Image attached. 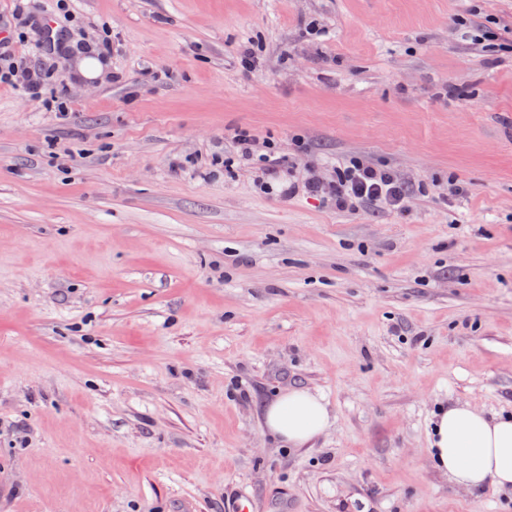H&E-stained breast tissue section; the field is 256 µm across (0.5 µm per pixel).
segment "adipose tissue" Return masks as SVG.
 Segmentation results:
<instances>
[{
	"mask_svg": "<svg viewBox=\"0 0 512 512\" xmlns=\"http://www.w3.org/2000/svg\"><path fill=\"white\" fill-rule=\"evenodd\" d=\"M322 397L304 389L280 394L263 409L264 426L281 442L299 446L330 424ZM434 458L450 480L471 490L512 486V417L490 419L458 404L440 408L431 427Z\"/></svg>",
	"mask_w": 512,
	"mask_h": 512,
	"instance_id": "ef3b65f1",
	"label": "adipose tissue"
}]
</instances>
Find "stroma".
I'll return each instance as SVG.
<instances>
[{
	"instance_id": "1",
	"label": "stroma",
	"mask_w": 512,
	"mask_h": 512,
	"mask_svg": "<svg viewBox=\"0 0 512 512\" xmlns=\"http://www.w3.org/2000/svg\"><path fill=\"white\" fill-rule=\"evenodd\" d=\"M72 7L106 76L40 21L41 97L0 85V512H512L429 436L442 405L512 415V0ZM240 128L280 177L359 157L413 195L260 193L213 162ZM292 388L332 420L284 448L262 408ZM75 69L79 75L87 80H94L101 77L105 72V65L99 60L96 52L84 54L75 64Z\"/></svg>"
}]
</instances>
